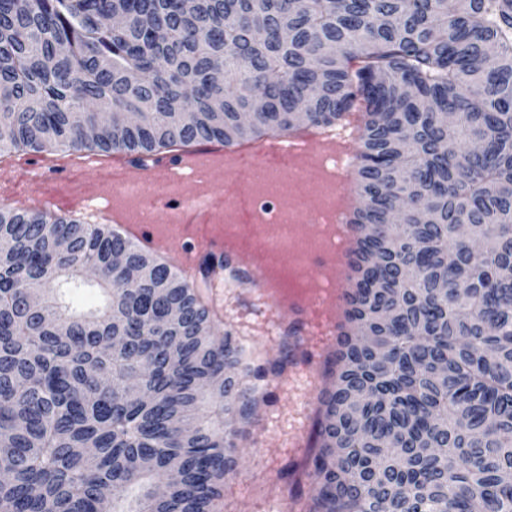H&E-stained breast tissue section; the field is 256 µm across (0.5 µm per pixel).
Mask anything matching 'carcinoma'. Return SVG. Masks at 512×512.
I'll return each instance as SVG.
<instances>
[{
	"label": "carcinoma",
	"mask_w": 512,
	"mask_h": 512,
	"mask_svg": "<svg viewBox=\"0 0 512 512\" xmlns=\"http://www.w3.org/2000/svg\"><path fill=\"white\" fill-rule=\"evenodd\" d=\"M0 85V151L151 155L359 112L346 309L292 510L512 512V0H0ZM100 112L140 117L91 139ZM115 252L148 272L132 293ZM80 288L103 299L74 308ZM203 297L102 224L0 204V512H213L258 386Z\"/></svg>",
	"instance_id": "carcinoma-1"
}]
</instances>
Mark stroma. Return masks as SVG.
<instances>
[{
    "label": "stroma",
    "instance_id": "stroma-1",
    "mask_svg": "<svg viewBox=\"0 0 512 512\" xmlns=\"http://www.w3.org/2000/svg\"><path fill=\"white\" fill-rule=\"evenodd\" d=\"M89 157L88 164L74 169L64 152H1L0 204L77 220L83 210L96 208L135 222L146 216L154 224L169 223L170 217L152 186L131 195L102 177L103 166L115 160L123 162L131 174H140L136 156L93 151ZM338 183L333 168L326 166L290 179L281 195L266 194L261 187L256 193L276 209L315 212L330 204ZM277 321L251 285L221 288L215 325L247 345L249 361L262 364L280 359ZM322 334V328L312 327L310 341L296 354L288 380L267 378L254 421L239 442L238 471L225 481L222 512H287L291 493L308 490L310 479L302 471L308 451L289 447L288 437L297 430L312 428L317 372L326 356Z\"/></svg>",
    "mask_w": 512,
    "mask_h": 512
}]
</instances>
